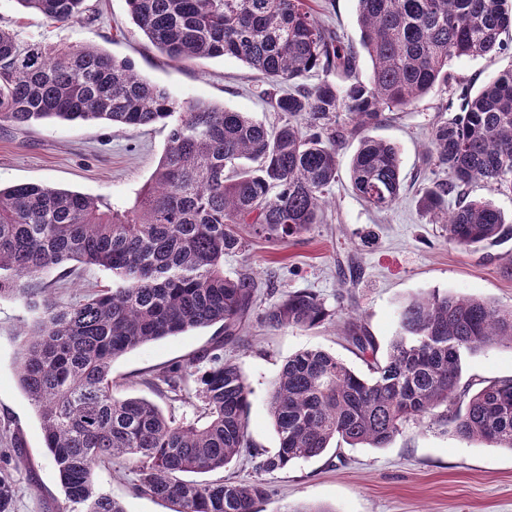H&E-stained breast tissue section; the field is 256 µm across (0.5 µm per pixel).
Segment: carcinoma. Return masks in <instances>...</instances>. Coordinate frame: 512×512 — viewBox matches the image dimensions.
I'll use <instances>...</instances> for the list:
<instances>
[{
	"instance_id": "obj_1",
	"label": "carcinoma",
	"mask_w": 512,
	"mask_h": 512,
	"mask_svg": "<svg viewBox=\"0 0 512 512\" xmlns=\"http://www.w3.org/2000/svg\"><path fill=\"white\" fill-rule=\"evenodd\" d=\"M360 47L315 17L309 0H127L134 24L173 62L233 57L272 87L284 114L274 130L243 112L198 100L186 104L144 80L130 63L90 47L22 45L0 28V124L46 119L164 123L167 142L132 207L41 184L0 186V297L20 296L32 323L22 332L18 377L37 409L45 445L68 500L82 512H125L92 478L97 464L131 460L135 487L173 512H258L270 490L261 479L188 480L222 470L250 447L249 388L224 358L257 300L249 273L224 274V256L245 250L242 229L286 241L321 222L336 182V147L358 136L351 162L356 194L379 211L400 197L396 149L364 135L437 86L448 63L505 51L509 0H357ZM45 19L77 22L86 0H17ZM372 63L356 79L359 51ZM334 73L307 85L315 69ZM289 86L288 91L279 88ZM346 121H341V116ZM425 154L447 178L424 188L422 206L442 214L448 240L494 244L508 219L488 201H468L481 181L512 191V70L493 77L459 114L436 123ZM456 206L448 208V197ZM97 267L112 285L72 304L57 285ZM56 270L49 282L44 274ZM334 313L308 291L283 295L263 315L270 327L315 328ZM218 324L224 338L203 356L197 377L208 420L178 422L150 401L116 396L112 363L151 341ZM399 330L377 357L372 337L351 319L348 341L371 355L369 375L317 349L290 357L273 383L270 413L276 454L259 472L323 454L332 443L384 448L410 421L432 417L459 440L512 451V377L477 389L461 384L464 355L512 350V308L448 292L414 296L398 312ZM196 360L143 383L177 394ZM14 484L0 471V512H13Z\"/></svg>"
}]
</instances>
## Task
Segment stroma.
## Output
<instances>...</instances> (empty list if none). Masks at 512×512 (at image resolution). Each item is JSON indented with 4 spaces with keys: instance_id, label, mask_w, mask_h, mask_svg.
Instances as JSON below:
<instances>
[{
    "instance_id": "obj_1",
    "label": "stroma",
    "mask_w": 512,
    "mask_h": 512,
    "mask_svg": "<svg viewBox=\"0 0 512 512\" xmlns=\"http://www.w3.org/2000/svg\"><path fill=\"white\" fill-rule=\"evenodd\" d=\"M84 20L53 24L25 11L16 0H0V27L20 40L48 48L92 46L130 62L144 79L163 85L180 102L205 100L246 113L267 129L283 116L269 104L262 76L229 57L193 59L177 65L150 45L133 23L126 0H88ZM316 17L341 37L359 42L356 0H311ZM506 52L452 60L448 86L438 87L369 128L371 137L395 146L401 193L388 211L369 207L354 192L350 163L358 138L336 149L338 174L325 195V221L285 242L251 238L245 252L224 258V272L252 273L259 290L237 342L225 357L241 368L250 388L248 435L251 452L226 468L205 473L215 481L254 479L256 457L279 446L269 413L273 382L289 356L318 348L358 372L366 363L344 335V319L355 312L386 351L398 329V308L411 296L431 291L474 296L512 308V236L488 245L450 243L440 219L422 209L424 187L444 179L425 159L434 124L454 118L460 97L475 93L492 76L512 68V32ZM168 129L117 127L100 122L45 120L21 129L0 125V185L45 184L132 205L150 180L166 145ZM307 290L336 314L322 326L271 328L264 309L282 295ZM32 315L21 299L0 298V464L21 458L13 469L14 512H79L59 483L43 439L38 413L18 381L21 322ZM217 328L193 329L152 341L114 360L117 395L140 397L180 421L203 422L199 386L187 380L182 393L145 385L176 363L203 355ZM512 377V352L488 349L466 357L464 382L480 387ZM270 498L263 512H512V451L457 439L431 419L406 425L385 448H332L323 455L266 474ZM96 487L125 512H171L168 503L137 492L132 462L95 467Z\"/></svg>"
}]
</instances>
